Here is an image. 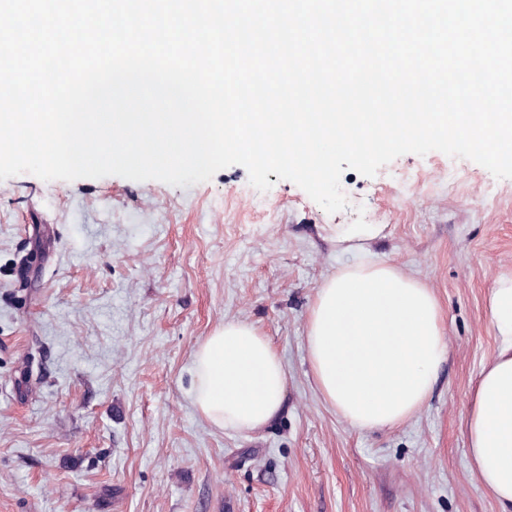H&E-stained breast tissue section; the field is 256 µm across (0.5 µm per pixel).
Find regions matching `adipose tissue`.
<instances>
[{
  "label": "adipose tissue",
  "instance_id": "ef3b65f1",
  "mask_svg": "<svg viewBox=\"0 0 512 512\" xmlns=\"http://www.w3.org/2000/svg\"><path fill=\"white\" fill-rule=\"evenodd\" d=\"M384 231L381 224L337 225V248L355 260L321 284L306 318L316 388L358 430L416 416L448 356L434 290L396 264L369 259V242ZM486 315L498 346L480 371L464 429L471 470L503 512H512V271L498 276ZM193 363V405L210 424L254 432L279 415L288 371L254 324L225 320L197 345Z\"/></svg>",
  "mask_w": 512,
  "mask_h": 512
}]
</instances>
